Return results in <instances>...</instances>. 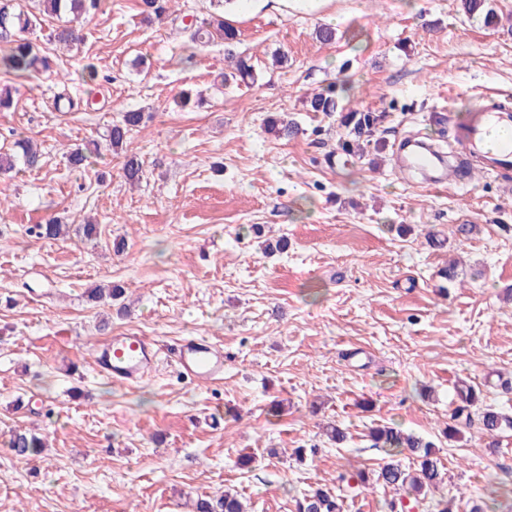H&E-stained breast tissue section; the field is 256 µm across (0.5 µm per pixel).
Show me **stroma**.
I'll return each mask as SVG.
<instances>
[{
	"label": "stroma",
	"instance_id": "obj_1",
	"mask_svg": "<svg viewBox=\"0 0 512 512\" xmlns=\"http://www.w3.org/2000/svg\"><path fill=\"white\" fill-rule=\"evenodd\" d=\"M489 5L493 26L457 0H239L229 49L190 40L210 0H174L151 20L139 0H104L67 46L50 38L57 19L31 32L55 70L0 73L15 90L0 154L21 138L42 154L0 174V512H195L227 488L247 512H297L311 490L382 465L368 432L386 423L434 441L444 465L414 512L446 498L454 512H512V431L495 448L475 425L442 435L457 380L512 410L498 386L512 377V173L424 190L388 150L331 166L343 130L305 106L343 84L346 107L385 113L387 143L421 131L450 148L451 117L484 93L512 95V0ZM322 25L335 41L317 40ZM277 51L287 63L273 65ZM234 54L251 56L257 83L223 84ZM183 91L193 103L174 106ZM130 109L148 115L128 138L138 186L104 149L69 165L71 145ZM279 113L300 123L294 139L267 131ZM52 214L69 233L32 236ZM89 219L92 241L77 232ZM280 238L287 251L264 253ZM98 285L124 288L118 305L90 301ZM119 332L209 337L224 379L192 382L166 360L134 387L104 379L94 348ZM332 424L344 445L327 439ZM15 429L45 451L16 456ZM300 446L311 453L299 462Z\"/></svg>",
	"mask_w": 512,
	"mask_h": 512
}]
</instances>
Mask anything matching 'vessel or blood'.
Segmentation results:
<instances>
[{"mask_svg": "<svg viewBox=\"0 0 512 512\" xmlns=\"http://www.w3.org/2000/svg\"><path fill=\"white\" fill-rule=\"evenodd\" d=\"M473 122L457 128L461 156L475 158L490 173L512 171V106L495 94L481 97ZM397 153L403 166L416 169L420 186L434 189L459 178L462 166L416 138L402 140ZM178 373L192 381L217 382L224 378V351L208 339L189 336L176 345ZM98 368L106 378L129 386L138 384L160 361V350L149 337L123 334L98 346Z\"/></svg>", "mask_w": 512, "mask_h": 512, "instance_id": "obj_1", "label": "vessel or blood"}]
</instances>
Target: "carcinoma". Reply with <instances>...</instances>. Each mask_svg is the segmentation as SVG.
I'll return each mask as SVG.
<instances>
[{
  "instance_id": "carcinoma-1",
  "label": "carcinoma",
  "mask_w": 512,
  "mask_h": 512,
  "mask_svg": "<svg viewBox=\"0 0 512 512\" xmlns=\"http://www.w3.org/2000/svg\"><path fill=\"white\" fill-rule=\"evenodd\" d=\"M102 0H38L37 11H29L13 0L11 3L0 5V71L15 77H32L42 70L50 68L48 58L42 54L38 44L30 40L26 33L42 25L44 18H62L69 13L76 18L99 10ZM462 10L468 16L484 15L488 25L495 23L493 10L487 8V0H460ZM171 0H141L142 14L146 18H161L169 13ZM194 28V40L207 42L217 38L226 44L237 40L238 30L230 22L224 20L222 14H212L200 24H191ZM78 38L71 21H66L54 31L53 39L60 44L71 43ZM258 74L248 56L239 55L235 60L234 71L224 76V83L240 81L243 83L257 82ZM307 111L321 112L326 116H339V125L344 128V134L338 141L336 154L353 156L363 154L367 147L374 146L382 150L379 140L375 139L378 125L383 113L359 110H347L341 104V96L335 87L330 86L312 94L306 100ZM144 122V112L128 110L123 113L119 122L108 126L104 139L114 151L123 150L129 134L141 127ZM270 130L284 140L293 138L299 131L294 120L283 115L271 121ZM17 147L22 151L24 165L33 168L41 162L40 154L28 140L17 141ZM123 176L126 182L135 184L143 177V163L135 154L124 156ZM65 225L56 217L49 218L44 224L33 227L32 233L39 238L57 239L63 235ZM459 405L456 406L452 419L454 424L445 428V436L452 440L460 434L459 426L470 425L471 408L480 401V390L472 385L462 383L456 388ZM482 433L492 441L490 446L497 445L500 433L512 430V414L487 407L481 412ZM370 440L376 448H383L389 461L380 469L369 474H357L356 487H363L370 482L379 483L385 487L404 489L414 499L426 495L431 488L442 482L440 460L436 455L435 444L422 437L407 433L395 426L381 425L370 431ZM9 447L14 454L22 458H34L44 447L42 439L30 432L16 431L11 434ZM414 456L413 467L405 468L398 460L404 451ZM347 497L345 488H337L336 493L317 488L306 495L297 505L298 512H343L344 501ZM196 512H244V507L238 494L226 491L219 496L201 499L197 502Z\"/></svg>"
}]
</instances>
